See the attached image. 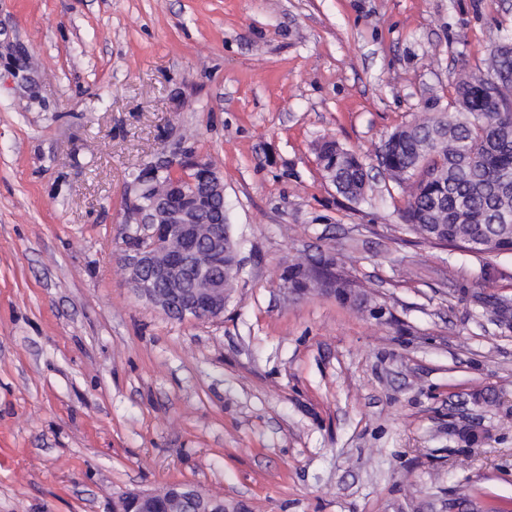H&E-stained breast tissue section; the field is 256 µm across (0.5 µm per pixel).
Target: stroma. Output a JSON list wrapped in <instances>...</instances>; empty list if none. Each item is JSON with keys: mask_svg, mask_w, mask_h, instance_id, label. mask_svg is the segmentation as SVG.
<instances>
[{"mask_svg": "<svg viewBox=\"0 0 512 512\" xmlns=\"http://www.w3.org/2000/svg\"><path fill=\"white\" fill-rule=\"evenodd\" d=\"M512 0H0V512H112L189 483L226 512H512V253L351 202L316 145L374 165L452 107ZM224 179L243 272L221 317L139 299L130 170L178 142ZM332 258L353 298L298 293Z\"/></svg>", "mask_w": 512, "mask_h": 512, "instance_id": "stroma-1", "label": "stroma"}]
</instances>
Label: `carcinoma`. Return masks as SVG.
<instances>
[{
	"label": "carcinoma",
	"instance_id": "1",
	"mask_svg": "<svg viewBox=\"0 0 512 512\" xmlns=\"http://www.w3.org/2000/svg\"><path fill=\"white\" fill-rule=\"evenodd\" d=\"M504 41L489 50L487 74L456 81L454 110L427 111L385 137L376 159L397 186L416 178L402 218L422 239L435 238L481 251H512V80L495 90L496 71L512 76V49ZM324 176L349 201L364 198L369 171L334 140L317 146ZM224 202L208 204L204 223L217 224ZM294 288H321L309 266H288Z\"/></svg>",
	"mask_w": 512,
	"mask_h": 512
}]
</instances>
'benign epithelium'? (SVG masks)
<instances>
[{
    "mask_svg": "<svg viewBox=\"0 0 512 512\" xmlns=\"http://www.w3.org/2000/svg\"><path fill=\"white\" fill-rule=\"evenodd\" d=\"M224 195V179L190 148L177 147L143 165L125 199V223L139 225L136 243L125 246L121 267L137 296L168 315L214 319L224 314V278L236 266L224 265V225L210 224L201 240L200 216L208 196ZM149 196L150 206L139 204ZM167 498L191 502L196 512H224V499L209 496L192 484L168 488ZM127 512H160L154 492L128 493Z\"/></svg>",
    "mask_w": 512,
    "mask_h": 512,
    "instance_id": "obj_1",
    "label": "benign epithelium"
}]
</instances>
